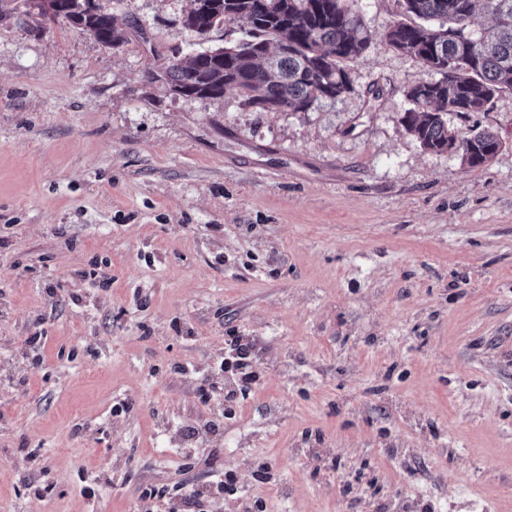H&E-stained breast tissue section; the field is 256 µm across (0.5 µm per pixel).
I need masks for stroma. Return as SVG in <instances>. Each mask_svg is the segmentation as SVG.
<instances>
[{
  "label": "stroma",
  "mask_w": 512,
  "mask_h": 512,
  "mask_svg": "<svg viewBox=\"0 0 512 512\" xmlns=\"http://www.w3.org/2000/svg\"><path fill=\"white\" fill-rule=\"evenodd\" d=\"M347 4L371 44L308 112L149 81L239 35L188 0H109L144 31L117 49L0 18V512H166L228 474L205 512H512V90L453 120L487 166L424 150L400 0ZM231 331L260 379L175 446Z\"/></svg>",
  "instance_id": "obj_1"
}]
</instances>
